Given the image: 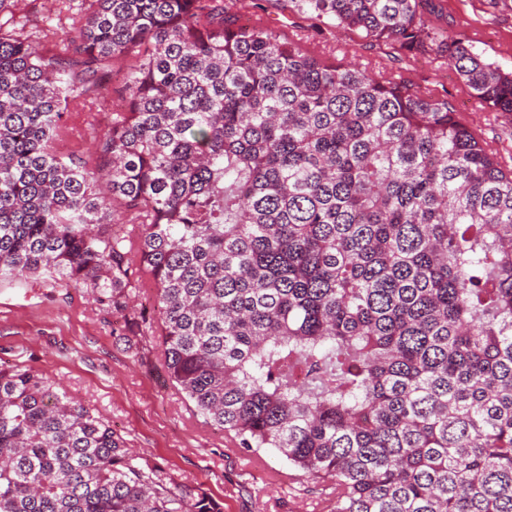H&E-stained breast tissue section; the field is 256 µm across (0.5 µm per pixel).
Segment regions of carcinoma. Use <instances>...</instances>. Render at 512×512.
Segmentation results:
<instances>
[{
	"instance_id": "1",
	"label": "carcinoma",
	"mask_w": 512,
	"mask_h": 512,
	"mask_svg": "<svg viewBox=\"0 0 512 512\" xmlns=\"http://www.w3.org/2000/svg\"><path fill=\"white\" fill-rule=\"evenodd\" d=\"M407 51L422 0H286ZM0 0V284L85 288L124 326L150 276L169 379L335 512H512V171L448 100L328 62L224 0H55L60 50ZM448 65L512 114V72ZM130 54L89 169L55 147ZM126 230L108 231L115 207ZM0 512H224L106 419L0 366Z\"/></svg>"
}]
</instances>
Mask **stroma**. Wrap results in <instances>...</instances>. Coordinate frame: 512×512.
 Listing matches in <instances>:
<instances>
[{
    "mask_svg": "<svg viewBox=\"0 0 512 512\" xmlns=\"http://www.w3.org/2000/svg\"><path fill=\"white\" fill-rule=\"evenodd\" d=\"M224 9L238 25L263 24L338 64L433 89L502 168L512 169V120L476 98L443 50L461 38L512 71V0H424L420 17L435 40L416 55L369 46L361 32L330 27L281 0H224ZM120 109L115 94L97 112L67 113L71 133L59 150L94 167V142ZM0 365L55 381L102 414L125 447L158 467L172 488L207 493L224 512H334L329 483L292 468L274 450L244 452L227 432L206 424L169 382L157 335L124 329L85 289L0 288Z\"/></svg>",
    "mask_w": 512,
    "mask_h": 512,
    "instance_id": "1",
    "label": "stroma"
}]
</instances>
